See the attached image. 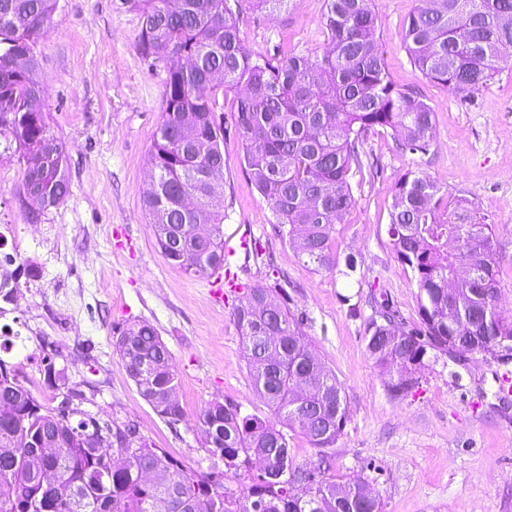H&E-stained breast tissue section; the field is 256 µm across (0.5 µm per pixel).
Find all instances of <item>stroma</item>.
I'll use <instances>...</instances> for the list:
<instances>
[{"label": "stroma", "instance_id": "1", "mask_svg": "<svg viewBox=\"0 0 512 512\" xmlns=\"http://www.w3.org/2000/svg\"><path fill=\"white\" fill-rule=\"evenodd\" d=\"M419 0H373L377 36L392 81L416 91L435 113L427 155L402 154L389 135L369 133L363 161L372 178L353 180L355 204L336 227L339 256L355 269L313 270L273 232L272 215L245 165L241 142H224L215 191L224 202V233L247 236L259 252L232 267L239 290H216L207 277L170 265L143 207L151 187L150 151L164 110L163 63L141 56L138 13L121 0H59L34 53L45 87L50 133L65 148L69 194L39 211L23 191L26 162L0 155V251L13 254V301L0 300V330L18 332L0 357L41 400L44 361L84 390L91 411L135 420L141 433L186 467L208 470L212 458L197 416L210 401H231L267 417L244 357L233 309L243 289L269 290L274 301L305 313L315 353L343 385L349 418L333 451L330 476L368 482L382 512H512V394L499 398L512 360L481 354L457 363L427 357L420 384L390 398L365 349L370 295L390 300L406 321L417 318L410 270L389 247L392 189L421 169L467 199L493 224L499 251L500 304L512 314V67L470 97L448 92L411 65L400 38ZM326 0H286L271 10L246 0L240 20L246 52L284 46L298 55L328 45ZM146 321L157 329L179 373L184 408L164 421L139 394L112 342L116 329Z\"/></svg>", "mask_w": 512, "mask_h": 512}]
</instances>
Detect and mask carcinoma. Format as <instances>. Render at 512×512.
<instances>
[{"label": "carcinoma", "mask_w": 512, "mask_h": 512, "mask_svg": "<svg viewBox=\"0 0 512 512\" xmlns=\"http://www.w3.org/2000/svg\"><path fill=\"white\" fill-rule=\"evenodd\" d=\"M59 0H0V126L11 128L27 159L24 190L40 211L63 203L68 180L63 147L45 121V89L33 45ZM246 0H122L141 18V54L165 65V108L153 143L152 187L143 206L155 225L163 258L205 277L224 264V204L212 181L224 168V140H241L254 185L269 206L274 231L297 247L316 270H333L336 225L354 205L352 178L362 172L370 132L391 136L403 154L426 155L434 112L389 78L377 37L372 0H327L322 23L330 48L298 56L242 48L240 17ZM410 63L426 78L463 97L508 65L512 0H420L400 31ZM234 96L233 129L224 103ZM387 236L396 259L415 282L418 320L407 323L385 297L373 299L366 351L391 370L390 397L418 385L424 358L454 361L466 353L493 359L512 355V317L499 307L498 250L493 225L475 207L441 188L423 171L396 182ZM254 388L274 418L214 400L198 421L212 463L204 479L156 447L136 422L103 419L84 408V392L47 362L48 386L68 399L38 400L0 358V512H382L377 496L358 499L363 482L340 485L328 469L293 464L288 434H304L329 457L348 419L336 375L311 350L305 319L265 290L251 289L233 311ZM114 346L139 394L165 421L184 410L172 355L148 322L116 331ZM112 430V454L124 462L105 467L88 440ZM157 470L171 487L148 485ZM245 475L240 490L227 472Z\"/></svg>", "instance_id": "obj_1"}]
</instances>
